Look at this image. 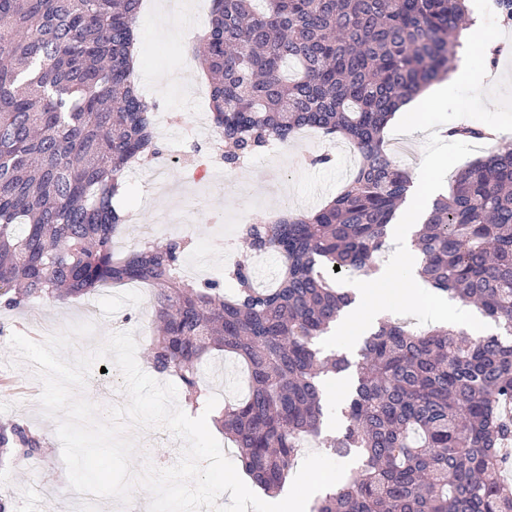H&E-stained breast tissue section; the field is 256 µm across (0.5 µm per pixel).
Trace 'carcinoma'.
Segmentation results:
<instances>
[{"label": "carcinoma", "instance_id": "carcinoma-1", "mask_svg": "<svg viewBox=\"0 0 512 512\" xmlns=\"http://www.w3.org/2000/svg\"><path fill=\"white\" fill-rule=\"evenodd\" d=\"M142 0H0V299L66 300L112 284L152 290L155 372L196 407L212 351L248 368V392L215 418L264 491L281 493L308 439L354 461L310 512H512L500 477L512 444V145L459 170L418 230L419 274L503 330L469 335L385 319L360 360L321 347L353 297L333 277L368 276L412 184L384 129L405 100L448 74L467 0H213L200 44L214 129L230 166L305 127L350 142L357 171L318 210L244 224L230 298L182 275L189 242L152 240L123 256L113 198L124 170L160 154L158 105L133 79ZM493 140L483 126L446 131ZM276 253L274 287L253 258ZM355 368L339 434L323 435L326 379ZM44 439L0 422V463Z\"/></svg>", "mask_w": 512, "mask_h": 512}]
</instances>
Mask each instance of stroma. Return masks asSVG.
<instances>
[{
	"instance_id": "35a3bbf8",
	"label": "stroma",
	"mask_w": 512,
	"mask_h": 512,
	"mask_svg": "<svg viewBox=\"0 0 512 512\" xmlns=\"http://www.w3.org/2000/svg\"><path fill=\"white\" fill-rule=\"evenodd\" d=\"M178 16L171 14L167 0H146L136 24L141 60L135 81L159 105L155 130L160 155L170 165L163 188L154 182L149 167L129 169L125 174V207L138 223L152 225L154 240L173 234L189 238L183 262L186 278L195 281L203 275L220 282L235 257V246L241 242V225L273 214L283 192L296 210L321 207L352 178L359 158L342 154V139L305 130L300 142L276 145L241 168L229 170L217 162L210 164L214 176L208 185L192 183L193 170L206 163L204 157L176 162L172 156L176 151L190 150L193 140L199 138L198 119L208 110L209 99L180 79L191 56L187 52L189 41L179 32ZM323 153L330 155V163L307 164L308 156ZM37 307L45 322L41 330L29 325L28 311L0 307V422L17 421L37 432L46 442V452L0 464V496L13 499L18 512H116L109 500L74 506L75 496L56 435L57 421L43 414L38 402L42 386L30 365L15 364L9 340L20 332L37 341L42 334L91 322L96 330L85 340V347L102 343L115 332H133L138 342V364L148 369L149 290L139 284L112 285L63 302L41 301ZM200 373L208 394L219 395L221 403L237 400L247 391L243 365L221 353L207 355Z\"/></svg>"
}]
</instances>
